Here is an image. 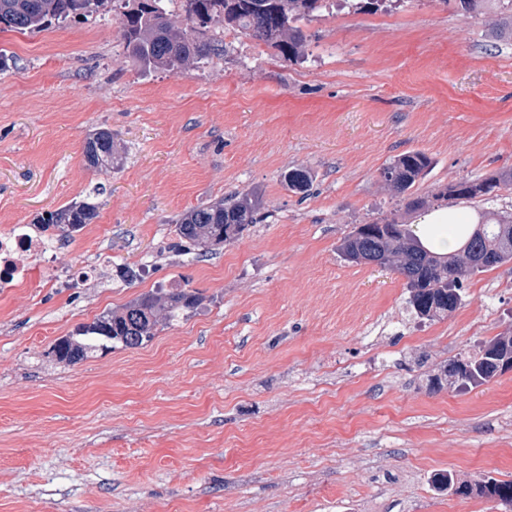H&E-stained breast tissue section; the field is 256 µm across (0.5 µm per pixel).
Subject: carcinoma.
I'll use <instances>...</instances> for the list:
<instances>
[{
    "instance_id": "1",
    "label": "carcinoma",
    "mask_w": 512,
    "mask_h": 512,
    "mask_svg": "<svg viewBox=\"0 0 512 512\" xmlns=\"http://www.w3.org/2000/svg\"><path fill=\"white\" fill-rule=\"evenodd\" d=\"M162 0H0V32L42 31L51 22L88 17L107 4L117 12L124 47L144 73L154 70L178 71L191 64L207 63L222 55L224 48L208 32L216 25L244 33L297 62L305 57L307 38L301 23L327 8L326 0H185L184 25L175 26L161 5ZM84 155L94 168L118 163L119 151L112 131L99 129L90 134ZM431 167L422 151L396 156L380 171L386 185L397 194H407ZM288 189L306 192L312 184L309 172L295 168L285 176ZM512 186V170L481 180H461L434 198H477L496 194ZM261 201L255 194L240 193L231 202L199 206L176 221L178 241L169 249L185 251L189 243L199 252L231 242L249 225L260 221ZM97 216L94 203L72 202L36 216L34 223L44 231L53 230L70 238ZM356 264L392 266L405 279L409 305L417 316L428 320L455 310L463 281L476 274L512 261V216H501L482 224L463 248V255L442 257L424 249L408 225L393 217L362 224L338 247ZM201 302L198 293L186 288H158L131 300L117 310L102 313L92 323L58 339L52 347L56 362L76 364L109 343L137 348L151 340L158 328L170 324L186 310ZM512 356V334L501 333L485 341L478 351L455 358L444 368L443 383L467 386L488 381L499 374L496 358ZM440 492L451 490L460 497H480L512 507V480H467L450 474L434 479Z\"/></svg>"
}]
</instances>
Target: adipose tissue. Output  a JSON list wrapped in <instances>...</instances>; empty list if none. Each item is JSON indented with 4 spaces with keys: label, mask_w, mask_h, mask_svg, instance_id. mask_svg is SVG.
<instances>
[{
    "label": "adipose tissue",
    "mask_w": 512,
    "mask_h": 512,
    "mask_svg": "<svg viewBox=\"0 0 512 512\" xmlns=\"http://www.w3.org/2000/svg\"><path fill=\"white\" fill-rule=\"evenodd\" d=\"M481 220L469 206L435 208L417 217L414 232L425 249L444 255L463 246Z\"/></svg>",
    "instance_id": "obj_1"
}]
</instances>
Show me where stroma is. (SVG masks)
<instances>
[{
  "instance_id": "obj_1",
  "label": "stroma",
  "mask_w": 512,
  "mask_h": 512,
  "mask_svg": "<svg viewBox=\"0 0 512 512\" xmlns=\"http://www.w3.org/2000/svg\"><path fill=\"white\" fill-rule=\"evenodd\" d=\"M455 0L333 6L288 62L212 29L221 58L141 73L111 10L0 32V230L94 197L57 251L69 287L0 288V512H506L435 490L440 473L512 479V371L433 386L512 332V262L416 317L402 276L347 261L355 227L417 217L380 179L432 165L413 193L512 169V33ZM110 129L122 159L88 166ZM307 169L308 192L285 173ZM258 192L265 220L206 257L168 245L187 210ZM198 309L143 346L57 363L55 341L158 287ZM431 167L430 158L422 151H410L396 156L380 171L386 185L397 194H407Z\"/></svg>"
}]
</instances>
